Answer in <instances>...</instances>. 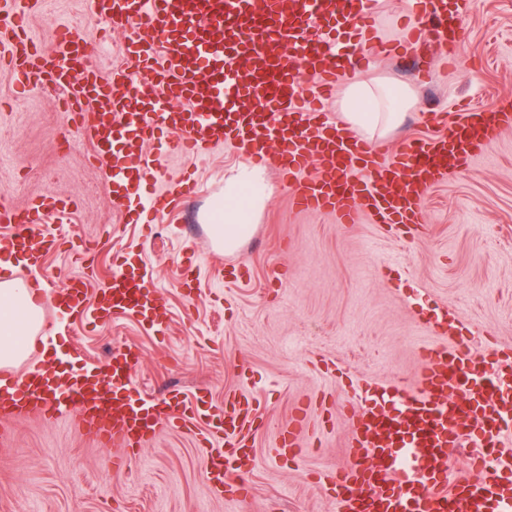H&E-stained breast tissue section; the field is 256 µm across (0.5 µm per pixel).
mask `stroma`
<instances>
[{
  "mask_svg": "<svg viewBox=\"0 0 512 512\" xmlns=\"http://www.w3.org/2000/svg\"><path fill=\"white\" fill-rule=\"evenodd\" d=\"M374 2L376 37L355 78L411 89L416 99L382 149L445 131L461 103L490 110L512 97V0H462L460 42L434 51L424 72L406 57L421 6ZM93 9L92 0H42L28 35L49 52L57 29L82 24ZM64 97L51 84L23 88L0 76V195L19 208L42 195L78 204L44 224L57 247L41 267L16 263L13 274L52 287L90 266L105 281L116 270L144 275L168 310L159 331L132 315L85 324L51 313L55 343L34 342L19 372L99 367L131 344L142 354L132 400L177 391L203 397L215 414L244 389L258 400L259 419L243 462L247 481L224 487L210 482L198 435L170 430L134 456L65 416L7 419L0 512H335L324 480L346 462L350 416L393 381L415 386L422 353L439 344L431 316L447 312L448 344L473 354L512 348V128L430 192L425 230L405 237L369 215L343 224L326 211L298 210L292 185L269 170L274 192L251 233L231 253L197 238L189 281L182 231L223 195L242 154L227 144L189 160L169 154V133L158 134L147 147L160 160L158 190L188 178L201 194L163 221L130 224L105 170L89 160L85 132L63 111ZM300 408L302 451L281 455V432Z\"/></svg>",
  "mask_w": 512,
  "mask_h": 512,
  "instance_id": "1",
  "label": "stroma"
}]
</instances>
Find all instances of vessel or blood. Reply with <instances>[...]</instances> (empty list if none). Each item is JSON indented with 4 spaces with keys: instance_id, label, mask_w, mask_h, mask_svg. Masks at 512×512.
Listing matches in <instances>:
<instances>
[{
    "instance_id": "b4317fda",
    "label": "vessel or blood",
    "mask_w": 512,
    "mask_h": 512,
    "mask_svg": "<svg viewBox=\"0 0 512 512\" xmlns=\"http://www.w3.org/2000/svg\"><path fill=\"white\" fill-rule=\"evenodd\" d=\"M369 0H98L96 15L125 32L124 65L103 76L95 57L80 51L78 29L57 32L51 53L28 39L26 0L0 6V44L12 83L46 80L75 104H91L81 125L92 156L109 172L114 199L129 201L127 216H164L171 202L146 195L156 174L146 147L163 130L174 151L201 155L243 141L250 156L272 165L294 185L293 204L330 210L345 222L364 212L379 223L411 230L425 222L423 201L432 188L467 167L499 132L512 125V100L495 112L468 108L448 132L405 140L394 160L337 130L310 102L302 80L332 91L356 58L338 53V31L357 45L374 37ZM427 25L409 37L419 61L455 43L457 0H423ZM75 206L64 197H37L18 210L0 200V254L40 266L55 240L42 231L50 217ZM46 311L66 309L79 319L164 316L167 303L147 280L119 273L93 286L72 277L54 289L33 283ZM139 353L113 351L105 371L23 374L0 386V417L38 411L51 419L75 416L89 433L138 452L171 429H199L207 442V470L217 484L238 480V454H249L256 406L252 398L225 400L218 422L199 405L172 394L131 402L127 391ZM491 460L490 471L466 469L449 477L447 465L464 444ZM512 351L474 356L465 346L427 350L417 391L404 410L385 403L361 407L352 420L346 465L327 483L336 512H512Z\"/></svg>"
}]
</instances>
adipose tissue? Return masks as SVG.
Segmentation results:
<instances>
[{"instance_id": "1", "label": "adipose tissue", "mask_w": 512, "mask_h": 512, "mask_svg": "<svg viewBox=\"0 0 512 512\" xmlns=\"http://www.w3.org/2000/svg\"><path fill=\"white\" fill-rule=\"evenodd\" d=\"M414 102L410 90L393 96L383 83L348 82L336 102V124L367 143L383 140ZM273 188L263 166L242 164L224 183V195L212 206L210 220L225 251H234L247 234ZM42 326L34 297L20 280L0 282V364L22 360L30 337Z\"/></svg>"}]
</instances>
